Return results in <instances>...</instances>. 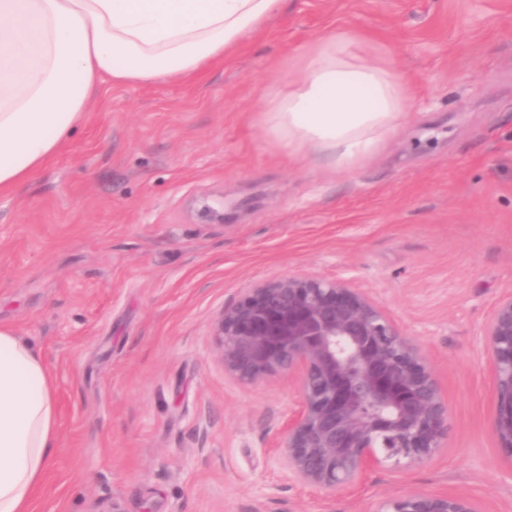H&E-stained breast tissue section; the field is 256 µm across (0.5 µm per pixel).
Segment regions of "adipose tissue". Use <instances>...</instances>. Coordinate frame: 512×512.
Listing matches in <instances>:
<instances>
[{"label": "adipose tissue", "mask_w": 512, "mask_h": 512, "mask_svg": "<svg viewBox=\"0 0 512 512\" xmlns=\"http://www.w3.org/2000/svg\"><path fill=\"white\" fill-rule=\"evenodd\" d=\"M285 0H0V192L27 182L81 124L102 79L178 80L230 56ZM395 66L357 39H320L299 81L271 93L263 125L289 156L349 169L407 116ZM58 439L49 368L0 326V512H27Z\"/></svg>", "instance_id": "1"}]
</instances>
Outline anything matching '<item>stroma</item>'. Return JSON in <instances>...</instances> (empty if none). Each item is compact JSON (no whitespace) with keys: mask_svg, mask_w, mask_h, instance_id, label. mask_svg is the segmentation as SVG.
<instances>
[{"mask_svg":"<svg viewBox=\"0 0 512 512\" xmlns=\"http://www.w3.org/2000/svg\"><path fill=\"white\" fill-rule=\"evenodd\" d=\"M329 34L409 80L371 159L330 171L261 122ZM223 199L225 226L193 200ZM343 278L420 345L448 446L352 492L288 482L269 448L298 399L214 359L211 321L257 284ZM512 293V0H288L189 80L103 81L81 126L0 194V325L46 360L59 436L31 512H375L412 489L512 512L481 340Z\"/></svg>","mask_w":512,"mask_h":512,"instance_id":"obj_1","label":"stroma"}]
</instances>
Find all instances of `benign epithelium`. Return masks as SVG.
<instances>
[{"instance_id":"1","label":"benign epithelium","mask_w":512,"mask_h":512,"mask_svg":"<svg viewBox=\"0 0 512 512\" xmlns=\"http://www.w3.org/2000/svg\"><path fill=\"white\" fill-rule=\"evenodd\" d=\"M224 225V203L195 200ZM214 356L241 382L288 375L298 403L273 440L288 480L350 491L391 462L411 466L447 447L448 403L419 345L346 279L295 276L266 281L224 307L211 323ZM496 414L491 431L512 457V294L485 328ZM375 512H484L460 494L406 492Z\"/></svg>"}]
</instances>
